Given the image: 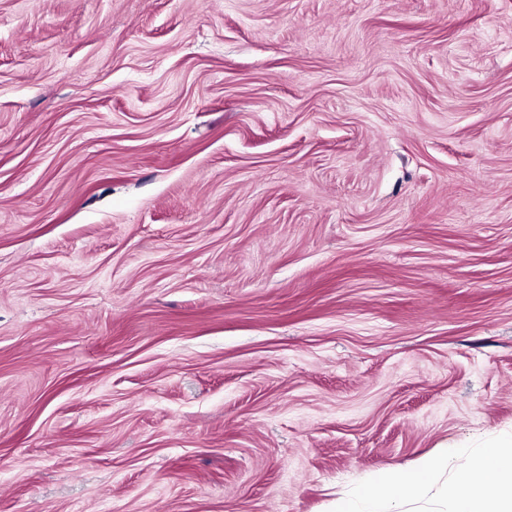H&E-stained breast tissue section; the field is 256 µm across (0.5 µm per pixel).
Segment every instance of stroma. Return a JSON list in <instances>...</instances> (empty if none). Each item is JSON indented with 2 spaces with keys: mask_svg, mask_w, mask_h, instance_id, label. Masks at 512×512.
<instances>
[{
  "mask_svg": "<svg viewBox=\"0 0 512 512\" xmlns=\"http://www.w3.org/2000/svg\"><path fill=\"white\" fill-rule=\"evenodd\" d=\"M511 439L512 0H0V512Z\"/></svg>",
  "mask_w": 512,
  "mask_h": 512,
  "instance_id": "35a3bbf8",
  "label": "stroma"
}]
</instances>
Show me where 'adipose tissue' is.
<instances>
[{
  "label": "adipose tissue",
  "mask_w": 512,
  "mask_h": 512,
  "mask_svg": "<svg viewBox=\"0 0 512 512\" xmlns=\"http://www.w3.org/2000/svg\"><path fill=\"white\" fill-rule=\"evenodd\" d=\"M450 470L452 479L432 490L430 477ZM512 512V445L496 444L469 454L439 456L394 472H383L357 487L337 512Z\"/></svg>",
  "instance_id": "adipose-tissue-1"
}]
</instances>
